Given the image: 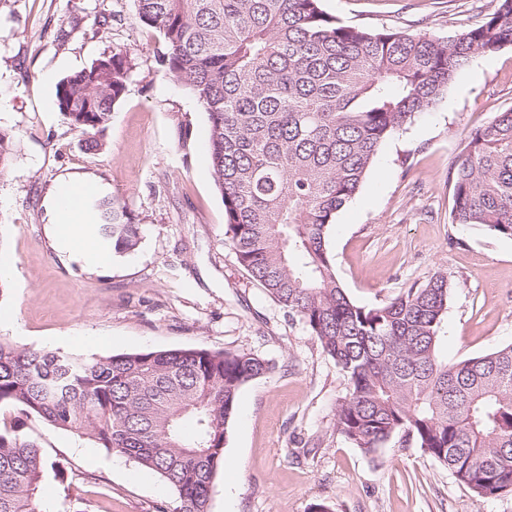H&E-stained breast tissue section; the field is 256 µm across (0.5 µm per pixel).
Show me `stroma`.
Returning <instances> with one entry per match:
<instances>
[{
  "label": "stroma",
  "instance_id": "obj_1",
  "mask_svg": "<svg viewBox=\"0 0 512 512\" xmlns=\"http://www.w3.org/2000/svg\"><path fill=\"white\" fill-rule=\"evenodd\" d=\"M495 0H321L348 25L449 38L479 24ZM129 51L127 91L104 146L60 113L56 87L96 59ZM160 34L135 0H0V128L15 136L0 174V337L69 352L202 346L254 353L272 366L239 395L211 512H512V496L481 498L448 469L398 441L377 456L335 427L347 381L298 318L251 279L224 236L212 176L208 115L158 62ZM512 109V45L476 57L443 99L386 140L329 235L336 277L375 307L432 275L451 285L439 353L451 362L512 344V240L454 223L452 173L467 136ZM87 182L118 199L145 232L137 246L89 262L81 241L56 237L63 186ZM27 426L62 460L81 512H157L174 492L156 473L92 441Z\"/></svg>",
  "mask_w": 512,
  "mask_h": 512
}]
</instances>
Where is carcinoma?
Returning a JSON list of instances; mask_svg holds the SVG:
<instances>
[{"instance_id": "carcinoma-1", "label": "carcinoma", "mask_w": 512, "mask_h": 512, "mask_svg": "<svg viewBox=\"0 0 512 512\" xmlns=\"http://www.w3.org/2000/svg\"><path fill=\"white\" fill-rule=\"evenodd\" d=\"M158 31L159 62L209 120V156L238 263L298 318L347 378L336 431L366 454L412 443L482 498L512 494V345L456 363L438 355L447 277L367 308L339 283L328 247L380 146L433 106L484 54L512 44V0L451 38L340 23L321 0H135ZM115 52L63 78L60 112L101 138L125 94ZM15 147L0 130V174ZM101 244L121 254L143 225L98 199ZM457 224L512 239V109L466 139L453 176ZM270 370L253 354L204 347L58 353L0 338V512H46L48 476L66 481L26 419L91 440L160 475L172 509L210 512L238 396Z\"/></svg>"}]
</instances>
